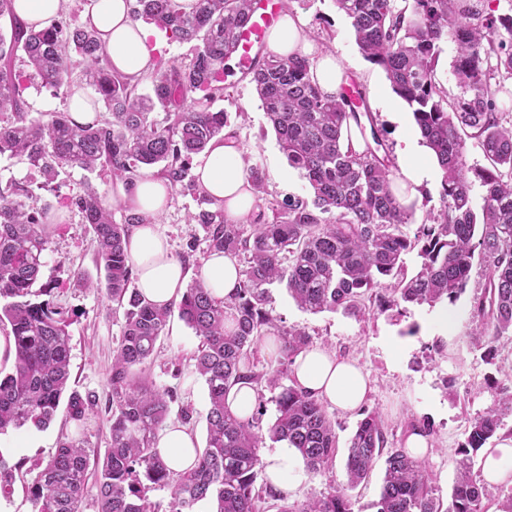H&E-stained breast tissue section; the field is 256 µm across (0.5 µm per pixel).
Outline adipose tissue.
<instances>
[{
  "label": "adipose tissue",
  "mask_w": 512,
  "mask_h": 512,
  "mask_svg": "<svg viewBox=\"0 0 512 512\" xmlns=\"http://www.w3.org/2000/svg\"><path fill=\"white\" fill-rule=\"evenodd\" d=\"M85 21L100 32L114 70L134 79L148 72L159 43L152 28L130 20L129 0H93ZM266 44L268 53L275 56L316 54L312 68L314 82L324 94L340 93L345 77L343 64L332 52L314 53L293 11L281 12L267 34ZM403 153L405 160L396 181V195L404 202L430 177L431 169L418 159L417 137L406 138ZM194 174L209 197L223 205L228 218L243 222L251 216L256 192L248 177L244 152L235 139L227 136L213 139L206 151L196 157ZM171 194L167 181L149 174L130 183L116 182L112 189L115 199L144 218L142 224L134 227L127 251L137 270L140 293L147 301L158 305L180 299L189 280L188 273L172 256L166 238L155 224L165 213ZM239 270L235 258L214 253L206 258L200 278L211 295L221 300L234 292ZM292 369L298 386L326 405L344 412L358 410L371 390L369 376L360 367L337 360L334 353L321 347L299 353ZM157 446L174 471H185L196 460L198 440L184 425L169 424L159 433ZM263 464L272 484L288 491L295 488L302 469V458L295 449H277L264 457Z\"/></svg>",
  "instance_id": "obj_1"
}]
</instances>
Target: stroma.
<instances>
[{
	"label": "stroma",
	"instance_id": "1",
	"mask_svg": "<svg viewBox=\"0 0 512 512\" xmlns=\"http://www.w3.org/2000/svg\"><path fill=\"white\" fill-rule=\"evenodd\" d=\"M296 11L302 32L315 49L336 53L348 74L358 81L375 123L385 132L392 156H399L405 130L415 127L410 120L412 112L401 99H395V109L385 107V99L395 98L394 92L383 69L360 53L347 17L338 11L334 0H303ZM226 84V97L216 101L214 107L228 112V130L245 151L249 166L262 172L268 196L280 201L310 199V186L281 152L250 78L237 72ZM10 180L33 189L32 204L36 207L79 195L88 181L102 195L111 197L113 184L107 173L75 168L61 173L58 191H46L41 187V176L26 161L0 158V182ZM200 192L197 186L174 190L158 224L173 257L187 258L195 280L207 257L206 243L201 226L188 222L187 217L200 210ZM484 278L482 264H474L465 292L451 303L454 339L450 342L433 331L430 317L434 309L425 304H404L384 313L370 307L362 315L327 311L312 314L299 309L285 289L272 291L273 313L285 325L304 328L314 345L327 347L368 373L372 391L363 411L379 412L390 434L401 437L413 423L430 425L432 446L425 463L438 494L444 498L449 496L455 479V461L467 437L468 418L490 405L491 381L512 384L507 374L512 366V338L500 339L497 355L489 362L483 348L468 336L470 299ZM40 282L52 286L54 301L69 314L70 387L95 395L97 405L82 425L71 421L61 408L44 428L27 425L0 435V457L13 474L11 492L0 493V512H33L28 487L38 464L49 458L61 437L85 441L98 454L104 452L109 438L108 382L121 324L112 317V303L103 287L104 270L98 261L94 232L78 209L67 210L64 224L54 231L43 258ZM407 334L412 335V343L402 353H394L390 338ZM198 343L179 317H171L157 344L149 374L157 387L176 394L177 407L192 410L194 431L202 437L206 434L208 398L194 366ZM361 413L332 410L338 437L333 465L326 474L303 477L289 494V502H302L326 491L329 485L344 482L347 445Z\"/></svg>",
	"mask_w": 512,
	"mask_h": 512
}]
</instances>
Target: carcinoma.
Returning <instances> with one entry per match:
<instances>
[{
  "instance_id": "carcinoma-1",
  "label": "carcinoma",
  "mask_w": 512,
  "mask_h": 512,
  "mask_svg": "<svg viewBox=\"0 0 512 512\" xmlns=\"http://www.w3.org/2000/svg\"><path fill=\"white\" fill-rule=\"evenodd\" d=\"M258 0H197L186 12L178 0H133V21L150 23L179 43L191 45L184 60L153 59L151 92L113 71L98 30L88 24L54 20L37 29L0 0V158L23 157L50 188L66 168L100 169L116 180L132 181L161 166L172 187L188 175L190 160L224 132L228 115L212 110L224 98L225 62L240 28ZM350 21L363 57L381 67L394 92L412 110L424 144L442 169V209L414 235L403 231L413 206L401 203L393 187L394 163L382 131L374 123L365 94L355 88L325 96L312 79L306 55L256 57L246 74L261 101L268 124L290 166L313 190L311 201L278 203L264 193L259 169L249 178L258 212L251 224L227 218L224 208L202 210L189 219L202 226L208 253L239 258L241 278L224 300L213 298L202 281L180 300L161 308L130 287L134 264L125 241L135 224L129 213L112 219V205L91 184L74 199L94 232L98 259L112 314L123 316L112 358L110 440L96 457L99 512H159L150 498L169 490L165 512H353L351 491L365 482L377 459L387 453L376 512H483L491 489L473 476L471 455L501 428L512 413V387L488 385L491 404L468 420V436L456 460V480L448 501L436 495L425 462L404 446L386 448L378 412H364L347 447L346 481L302 503L290 504L270 484H257L266 441L284 443L301 455L309 475L328 471L336 458L335 422L326 405L291 379L294 358L313 347L303 328L286 327L273 315L271 288L283 286L298 307L359 314L364 297L380 312L403 303L456 301L467 288L474 258L485 281L471 300L470 336L495 358L496 343L512 335V124H503L501 95L512 78V13L501 14L492 0H335ZM456 44L452 71L458 93L452 97L437 79L442 43ZM23 57H18V52ZM22 59L23 68L16 67ZM83 65V80L104 115L75 123L69 112L29 117L23 91L30 81L70 96L76 80L72 62ZM165 113L158 122L151 117ZM358 131L364 148L351 140ZM474 139L489 161L467 163ZM483 188L480 206L473 183ZM27 189L0 188V324L15 341L9 373L0 375V434L33 425L43 428L61 400L68 417L88 419L96 398L69 391L68 312L52 299V289H34L50 227L60 223L54 206L26 203ZM417 251L418 268L408 273L405 256ZM199 338L195 366L208 391L206 440L195 465L172 471L157 435L172 412L174 396L146 373L173 312ZM274 337L277 365L259 370V347ZM238 383L256 388L258 408L248 420L236 417L226 394ZM274 393L277 416L262 429L261 387ZM90 449L65 437L40 466L29 487L33 512H82Z\"/></svg>"
}]
</instances>
